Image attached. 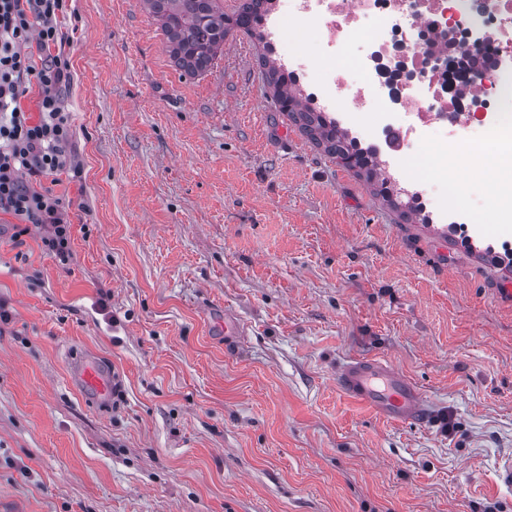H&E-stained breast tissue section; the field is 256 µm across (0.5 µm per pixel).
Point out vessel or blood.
Returning a JSON list of instances; mask_svg holds the SVG:
<instances>
[{
  "label": "vessel or blood",
  "instance_id": "obj_1",
  "mask_svg": "<svg viewBox=\"0 0 512 512\" xmlns=\"http://www.w3.org/2000/svg\"><path fill=\"white\" fill-rule=\"evenodd\" d=\"M72 372L77 387L92 394L99 406H111L116 384L111 372L104 369L95 356L87 353L77 357L72 363ZM336 385L395 423L422 426L436 421L430 400L417 384L385 360L348 361L337 370Z\"/></svg>",
  "mask_w": 512,
  "mask_h": 512
}]
</instances>
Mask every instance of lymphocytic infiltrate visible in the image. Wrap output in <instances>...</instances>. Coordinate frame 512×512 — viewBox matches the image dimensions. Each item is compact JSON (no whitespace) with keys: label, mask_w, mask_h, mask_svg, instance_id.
Wrapping results in <instances>:
<instances>
[{"label":"lymphocytic infiltrate","mask_w":512,"mask_h":512,"mask_svg":"<svg viewBox=\"0 0 512 512\" xmlns=\"http://www.w3.org/2000/svg\"><path fill=\"white\" fill-rule=\"evenodd\" d=\"M65 8L66 0H0V213L49 226L43 249L62 261L70 257L68 207L51 191L33 189L30 181L64 169L82 173L62 98L71 78L70 59L57 49L64 41L58 17ZM32 40L45 52L37 65L24 50ZM30 81L40 90L34 115L19 104L21 87Z\"/></svg>","instance_id":"1"}]
</instances>
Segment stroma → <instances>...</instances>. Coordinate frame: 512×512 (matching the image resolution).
Wrapping results in <instances>:
<instances>
[{
  "instance_id": "stroma-1",
  "label": "stroma",
  "mask_w": 512,
  "mask_h": 512,
  "mask_svg": "<svg viewBox=\"0 0 512 512\" xmlns=\"http://www.w3.org/2000/svg\"><path fill=\"white\" fill-rule=\"evenodd\" d=\"M72 256L0 214V512H512V258L403 220L280 112L232 30L173 62L143 0H70ZM246 328L224 350L216 322ZM96 351L111 413L69 383ZM380 357L436 425L343 394Z\"/></svg>"
}]
</instances>
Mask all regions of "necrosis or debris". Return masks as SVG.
Masks as SVG:
<instances>
[{"instance_id":"obj_1","label":"necrosis or debris","mask_w":512,"mask_h":512,"mask_svg":"<svg viewBox=\"0 0 512 512\" xmlns=\"http://www.w3.org/2000/svg\"><path fill=\"white\" fill-rule=\"evenodd\" d=\"M260 27L303 100L325 113L396 181L410 184L432 219L512 250V0H265ZM315 46L291 45L294 32ZM491 145L504 199L476 222L449 169H467L449 147ZM441 164L408 173L423 147Z\"/></svg>"}]
</instances>
